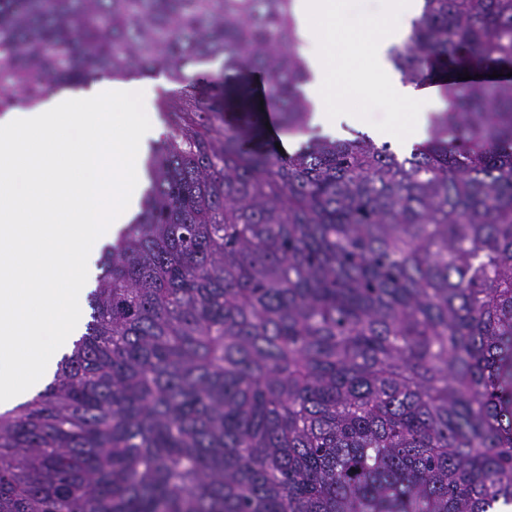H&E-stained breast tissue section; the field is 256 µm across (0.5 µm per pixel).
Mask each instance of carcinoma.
Wrapping results in <instances>:
<instances>
[{
    "instance_id": "1",
    "label": "carcinoma",
    "mask_w": 512,
    "mask_h": 512,
    "mask_svg": "<svg viewBox=\"0 0 512 512\" xmlns=\"http://www.w3.org/2000/svg\"><path fill=\"white\" fill-rule=\"evenodd\" d=\"M293 3L0 0V111L218 62L308 136L248 150L222 89L159 98L85 332L0 414V512L512 504V0H423L390 60H444L447 106L403 156L312 134Z\"/></svg>"
}]
</instances>
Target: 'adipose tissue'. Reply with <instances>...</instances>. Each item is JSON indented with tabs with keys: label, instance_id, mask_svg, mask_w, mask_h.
<instances>
[{
	"label": "adipose tissue",
	"instance_id": "obj_1",
	"mask_svg": "<svg viewBox=\"0 0 512 512\" xmlns=\"http://www.w3.org/2000/svg\"><path fill=\"white\" fill-rule=\"evenodd\" d=\"M343 3L344 0H296L295 4L300 53L313 75L306 93L315 105V124L334 130L338 116L343 114L353 123L371 127L375 138H383V130L372 127L361 103L384 96L396 110L406 114L396 138L398 148L404 151L424 142L429 114L442 110L445 102L438 93L404 83L391 71L389 62L390 49L404 42L418 18L421 0H387L386 10L357 31L352 30ZM338 40L347 44L346 63L361 56L371 60L372 69L363 84H349L342 68L336 66L333 44Z\"/></svg>",
	"mask_w": 512,
	"mask_h": 512
}]
</instances>
